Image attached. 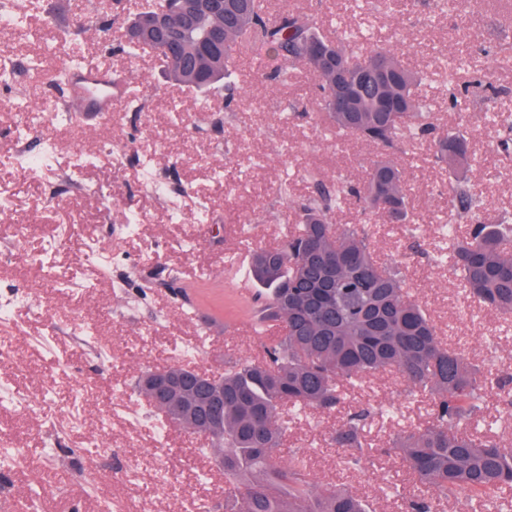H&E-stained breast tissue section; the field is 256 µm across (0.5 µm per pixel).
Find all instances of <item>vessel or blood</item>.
<instances>
[{"label": "vessel or blood", "instance_id": "vessel-or-blood-1", "mask_svg": "<svg viewBox=\"0 0 512 512\" xmlns=\"http://www.w3.org/2000/svg\"><path fill=\"white\" fill-rule=\"evenodd\" d=\"M128 83L111 71L89 64L69 69L61 90V103L73 106L87 120H111L124 102Z\"/></svg>", "mask_w": 512, "mask_h": 512}]
</instances>
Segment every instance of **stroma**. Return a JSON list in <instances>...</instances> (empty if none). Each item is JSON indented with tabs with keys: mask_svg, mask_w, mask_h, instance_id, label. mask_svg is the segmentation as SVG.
<instances>
[{
	"mask_svg": "<svg viewBox=\"0 0 512 512\" xmlns=\"http://www.w3.org/2000/svg\"><path fill=\"white\" fill-rule=\"evenodd\" d=\"M143 0H23L25 29L0 30L13 74L0 80V157L44 153L45 168L20 179L0 168V304L13 307L0 348V446L15 453L0 470V512L19 497L39 512H178L181 499L224 512V473L204 442L165 423L137 391L149 369L175 364L174 342L197 345L185 364L208 373L259 360L266 339L249 335L254 297L239 287L247 265L226 258L282 243L299 218L293 200L314 180L361 184L378 157L353 136L336 139L299 106L315 79L294 71L285 86L243 67L232 102L168 79L151 49L124 52L123 17ZM305 13L347 47L392 49L423 77L419 95L437 130L466 135L467 165L450 172L431 136L407 137L394 154L406 172L411 224L364 216L356 200L330 213L337 227L367 223L377 255L398 264L430 314L440 341L464 351L492 381L485 401L486 439L512 443V423H497L496 380L512 376V319L480 308L452 272L432 259L448 186L463 179L485 218L512 217V156L500 153L497 117L512 115V0H405L384 12L375 0H268L270 13ZM135 84L138 111L111 123L85 124L57 108L56 78L72 51ZM488 89H470L474 77ZM469 87L458 105L451 88ZM88 163L74 167L75 154ZM167 182V196L150 183ZM179 220H172V212ZM142 230L129 235L131 215ZM103 258L89 263L93 246ZM369 416L363 441L372 460L351 462L332 440L350 413ZM427 398L397 372L347 390L342 407L290 421L286 456L304 458L322 489L345 486L375 512H404L390 490L416 485L395 449L401 434L425 426ZM168 437L157 444L154 433Z\"/></svg>",
	"mask_w": 512,
	"mask_h": 512,
	"instance_id": "1",
	"label": "stroma"
}]
</instances>
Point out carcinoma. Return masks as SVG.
<instances>
[{"label":"carcinoma","mask_w":512,"mask_h":512,"mask_svg":"<svg viewBox=\"0 0 512 512\" xmlns=\"http://www.w3.org/2000/svg\"><path fill=\"white\" fill-rule=\"evenodd\" d=\"M173 38L157 48L170 79L210 92L232 90L236 59L252 54L279 62L268 78L288 84L301 65L317 74L320 95L312 110L336 134H350L384 150L393 148L422 118L417 72L395 54L370 48L357 57L341 38L328 39L310 16L285 9L270 14L266 0H224V15L208 12L206 0H180L170 13ZM318 45L347 76L344 105L336 104V72L311 55ZM438 158L455 170L470 159L467 138L448 131L435 138ZM406 176L389 156L375 161L363 187L315 184L296 202L300 224L278 247L250 252L249 270L266 290L260 321L282 331L261 361L240 362L224 372V417L216 450L224 455V512H372L344 488L316 489L294 458L283 461L285 404L331 411L342 389L396 371L429 396V423L408 433L398 452L419 485L435 494H463L503 512L491 493L512 485V448L483 440L470 428L484 402L488 377L455 348L443 346L436 328L408 291L400 270L380 262L364 224L342 230L329 214L342 196L393 224L410 222ZM448 221L465 232L448 240L443 258L468 296L490 310L512 315V219L494 223L466 182L452 183ZM184 399L169 413L193 423L204 418L214 387L191 372L180 376ZM364 410L336 430V446L352 459L370 458L361 441Z\"/></svg>","instance_id":"cac0c4a2"}]
</instances>
